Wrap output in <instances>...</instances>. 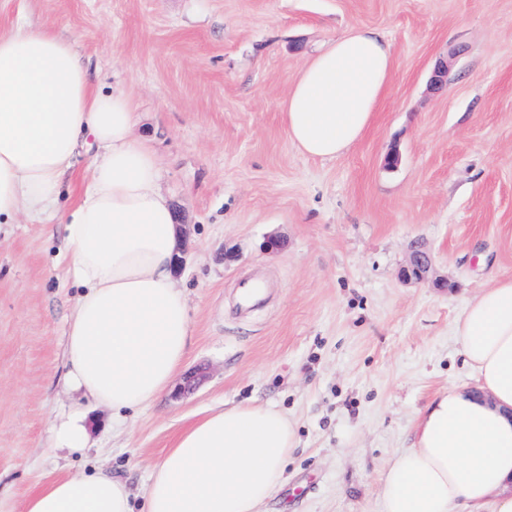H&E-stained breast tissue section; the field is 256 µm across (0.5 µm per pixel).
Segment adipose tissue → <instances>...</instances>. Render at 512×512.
Here are the masks:
<instances>
[{
	"mask_svg": "<svg viewBox=\"0 0 512 512\" xmlns=\"http://www.w3.org/2000/svg\"><path fill=\"white\" fill-rule=\"evenodd\" d=\"M393 69L390 43L357 27L331 39L293 78L280 110L303 155L332 160L373 125ZM91 178L75 206L56 204L80 154ZM152 147L131 101L94 82L72 39L51 26L0 34V224L51 214L65 225L67 273L81 293L65 343L67 386L113 417L164 393L191 346L174 280L180 229L158 188ZM473 388L426 408L393 460L379 512H512V279L485 288L453 325ZM49 445L90 446L85 406L49 421ZM296 443L281 412L245 403L183 427L152 466L144 502L97 468L39 483L22 512H263Z\"/></svg>",
	"mask_w": 512,
	"mask_h": 512,
	"instance_id": "1",
	"label": "adipose tissue"
}]
</instances>
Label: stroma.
Here are the masks:
<instances>
[{"label": "stroma", "mask_w": 512, "mask_h": 512, "mask_svg": "<svg viewBox=\"0 0 512 512\" xmlns=\"http://www.w3.org/2000/svg\"><path fill=\"white\" fill-rule=\"evenodd\" d=\"M20 23L73 39L134 103L184 225L175 279L192 346L151 405L115 426L92 410L91 449L47 448L50 417L79 400L64 378L80 290L64 225L0 224V512L95 467L141 503L186 424L247 402L296 428L267 512H378L385 471L431 400L477 384L455 320L512 279V0H0V32ZM353 27L390 42L389 87L345 154L307 158L279 103L309 55ZM447 56L436 95L429 75ZM271 236L278 251L264 248ZM416 244L449 288L402 281ZM250 278L266 300L245 311Z\"/></svg>", "instance_id": "stroma-1"}]
</instances>
